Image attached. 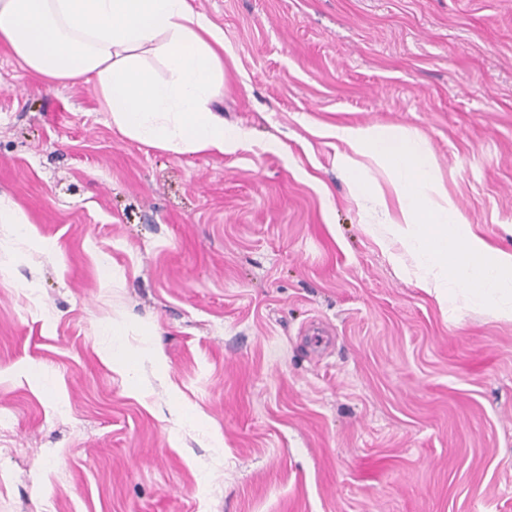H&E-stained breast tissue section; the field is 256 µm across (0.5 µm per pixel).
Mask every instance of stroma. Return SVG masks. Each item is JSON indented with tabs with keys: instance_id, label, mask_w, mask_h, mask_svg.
I'll list each match as a JSON object with an SVG mask.
<instances>
[{
	"instance_id": "obj_1",
	"label": "stroma",
	"mask_w": 512,
	"mask_h": 512,
	"mask_svg": "<svg viewBox=\"0 0 512 512\" xmlns=\"http://www.w3.org/2000/svg\"><path fill=\"white\" fill-rule=\"evenodd\" d=\"M191 2L253 132L224 156L0 45V512H512V322L400 275L322 132H417L512 250V0ZM0 224H10L15 235L24 237L29 228V220L25 212L10 198L0 195ZM23 233L20 234L19 230Z\"/></svg>"
}]
</instances>
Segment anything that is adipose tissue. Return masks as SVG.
<instances>
[{"label":"adipose tissue","mask_w":512,"mask_h":512,"mask_svg":"<svg viewBox=\"0 0 512 512\" xmlns=\"http://www.w3.org/2000/svg\"><path fill=\"white\" fill-rule=\"evenodd\" d=\"M0 44L46 81L94 84L113 128L131 140L219 156L251 140L210 109L224 81V30L190 0H0ZM326 134L345 146L336 164L352 198L424 268L416 287L443 311L480 309L511 322L512 251L473 230L428 143L382 126ZM361 156L386 173L390 191L367 179Z\"/></svg>","instance_id":"obj_1"}]
</instances>
